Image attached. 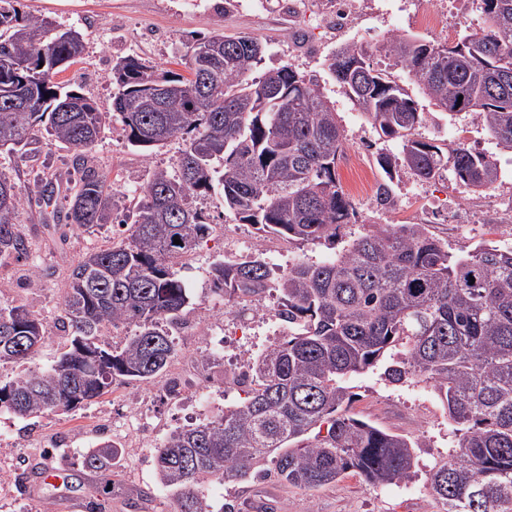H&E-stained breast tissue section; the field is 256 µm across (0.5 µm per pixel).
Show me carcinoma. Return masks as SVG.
Wrapping results in <instances>:
<instances>
[{
	"instance_id": "cac0c4a2",
	"label": "carcinoma",
	"mask_w": 512,
	"mask_h": 512,
	"mask_svg": "<svg viewBox=\"0 0 512 512\" xmlns=\"http://www.w3.org/2000/svg\"><path fill=\"white\" fill-rule=\"evenodd\" d=\"M19 2L0 0V150L25 149L47 123L54 140L75 150L66 222L89 233L115 225L112 246L86 254L68 274L60 327L69 348L50 368L0 385V408L28 417L72 411L118 381L152 380L167 368L189 304L177 266L216 231L197 198L218 187L241 223L290 244H334L355 212L336 175L345 138L333 105L316 79L289 65L253 76L264 54L256 41L197 40L182 58L188 78L119 57L112 111L102 112L55 81L80 60L82 34L21 13ZM476 2L483 26L447 51L407 35L377 52L450 117L470 118L499 153L512 155V0ZM327 68L374 127L401 140L398 160L419 178L449 167L474 192L498 181L493 155L419 137L423 113L371 64L365 44L336 46ZM114 115L142 157L184 142L175 170H151L128 214L85 155ZM52 186L39 177L22 186L0 173V257L27 255L18 211L26 196ZM211 277L232 312L256 311L267 291L279 292L274 317L288 325V337L247 361L246 401L173 431L156 450L158 484L172 492L175 512H223L202 492L212 481L273 473L310 489L349 471L381 487L410 480L418 443L344 409L347 378L371 368L392 384L432 383L457 425L455 445L429 473L442 512H512V247L451 252L425 225L398 224L359 236L321 264L282 271L247 256L214 263ZM119 324L134 333L115 349L106 336ZM47 339L26 305L0 306L1 363L34 359ZM114 448L100 439L83 468L109 471Z\"/></svg>"
}]
</instances>
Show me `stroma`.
<instances>
[{"label":"stroma","mask_w":512,"mask_h":512,"mask_svg":"<svg viewBox=\"0 0 512 512\" xmlns=\"http://www.w3.org/2000/svg\"><path fill=\"white\" fill-rule=\"evenodd\" d=\"M363 2L360 40L372 47L370 61L378 67L382 60L376 47L386 38L413 34L408 14L421 8L422 0H406L401 12L388 10V0ZM23 5L25 11L51 18L59 28L73 27L82 33L85 48L81 59L57 79L81 89L106 112L112 109L116 91L111 76L113 58L135 55L181 73L185 67L180 58L188 43L196 39L214 32L253 38L266 46L263 68L288 64L301 74L317 76L345 136V156L337 168L342 185L353 183L365 170L376 183L388 184L392 191L396 204L391 208L351 197L355 217L342 230L345 241L370 229L417 223L426 210L452 205L467 214L466 223L428 226L449 250L482 243L512 246V216L506 213L512 202V157L497 154L491 137L480 128L449 120L408 80L404 86L425 117L422 135L442 147L463 141L497 154L501 176L493 187L472 192L461 187L449 170L430 180L419 179L399 164L391 173H384L378 160L383 155L399 157L400 140L377 131L344 89L330 79L327 57L337 45L335 35L289 17L288 0H234L230 5L225 0H23ZM38 137L40 151L36 155L1 153L0 172L23 185L33 169L48 180L71 170L72 149L51 141L46 130H39ZM181 149V140L175 139L149 157H141L132 152L116 120L105 129L90 160L130 208L138 201L147 172L154 167L173 168ZM352 153L361 155L362 167L349 163ZM63 196L59 190L49 198L25 201L17 222L28 237V254L20 260L0 259V304L24 299L49 333L35 359L40 368L54 364L68 345L59 321L70 268L86 252L112 244L110 230L88 234L60 226ZM196 204L218 224L219 231L217 239L201 245L182 262L181 276L191 297L185 319L206 324L211 339L176 334L177 358L183 363L180 371H166L145 383L116 386L69 413L23 419L0 409V512H88L86 504L92 499L103 502L104 512H173L171 493L156 482L157 448L172 431L214 418L242 401L239 357L257 355L280 339L274 317L279 295L271 291L260 302L255 318L240 326L239 341L219 345L225 301L212 291V263L235 257L238 244L263 253L281 269L300 260L321 263L333 254L322 242L294 245L261 236L254 227L225 212L220 194L198 198ZM33 270L39 277L32 285L28 278ZM347 385L352 393L349 415L418 442L416 477L386 488L353 472L314 489L294 487L273 477L233 485L210 482L205 486L209 499L218 505H233L234 512H440V504L428 493L427 478L434 460L453 447L454 424L431 384L392 385L369 369L351 376ZM178 388L190 399V406L171 400V392ZM119 434L128 436L131 445L118 448L111 474L85 470L82 456L102 436ZM45 464L66 470L70 485L57 488L42 481ZM146 490L151 491V500L143 499Z\"/></svg>","instance_id":"1"}]
</instances>
